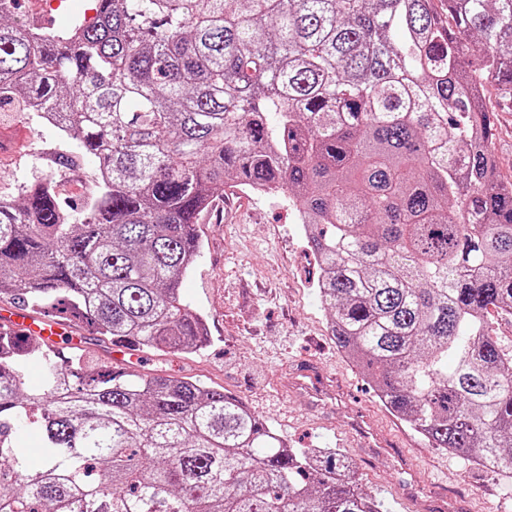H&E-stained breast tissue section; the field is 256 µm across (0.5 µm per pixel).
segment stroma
I'll return each instance as SVG.
<instances>
[{
  "label": "stroma",
  "mask_w": 512,
  "mask_h": 512,
  "mask_svg": "<svg viewBox=\"0 0 512 512\" xmlns=\"http://www.w3.org/2000/svg\"><path fill=\"white\" fill-rule=\"evenodd\" d=\"M88 0H64L56 10L20 0L31 23L62 30L81 18ZM34 126L21 120L0 129V183L14 184L16 160L34 148ZM236 223L224 221L216 200L200 226L203 250L182 284L186 301L207 318L210 344L192 357L171 353L156 366L192 374L235 396L294 448H341L360 466L364 490L389 512H512V490L486 470L432 448L391 414L373 386L344 358L328 331V315L315 284L319 269L294 233L295 213L284 197L258 200L238 186ZM301 364L315 365L334 388L321 408L305 406L284 383ZM372 423L386 445H364L362 425Z\"/></svg>",
  "instance_id": "obj_1"
}]
</instances>
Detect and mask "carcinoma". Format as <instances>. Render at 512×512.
<instances>
[{"instance_id":"carcinoma-1","label":"carcinoma","mask_w":512,"mask_h":512,"mask_svg":"<svg viewBox=\"0 0 512 512\" xmlns=\"http://www.w3.org/2000/svg\"><path fill=\"white\" fill-rule=\"evenodd\" d=\"M35 39L0 9V123L50 110L0 199V301L155 354L210 342L183 279L233 182L288 196L336 347L429 444L512 474V0H93ZM496 94L498 105L487 98ZM90 177L69 202L52 176ZM42 363L36 387L30 362ZM38 436V459L18 451ZM0 512H385L340 448L222 388L0 333ZM496 123L495 148L502 158L500 174L505 180H512V112H498ZM488 323L492 329L493 336L505 346L512 344V316L502 315L496 311H491L488 315Z\"/></svg>"}]
</instances>
